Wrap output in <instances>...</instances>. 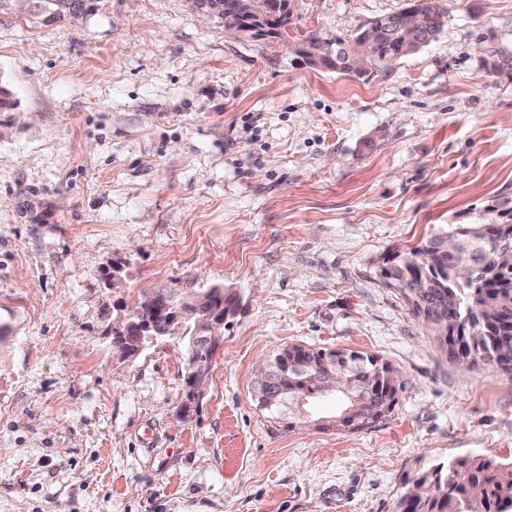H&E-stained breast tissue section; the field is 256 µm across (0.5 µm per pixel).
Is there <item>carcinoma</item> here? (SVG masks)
<instances>
[{
  "mask_svg": "<svg viewBox=\"0 0 512 512\" xmlns=\"http://www.w3.org/2000/svg\"><path fill=\"white\" fill-rule=\"evenodd\" d=\"M33 14L55 21L79 19L95 9L97 0H32ZM441 11L431 0H405L399 11L384 16L387 24L376 36L373 57L377 67L369 74L387 69L380 61H398L428 44L441 28ZM295 21L272 12L263 38L282 40ZM310 55L319 59L318 68L338 74L358 70L356 63L338 54L330 41L305 37ZM18 101L0 80V112H14ZM497 224H454L450 230L425 244L388 257L381 269L383 283L400 292L413 314L426 323L439 341H454L462 347V366L490 363L512 378V258L501 259L493 248ZM459 241L471 251L469 266L482 271V285H467V277L455 275V267L443 251L448 239ZM275 391L256 389L255 401L274 420H296L300 414L285 412L281 400L296 392L311 397L323 395L320 387L325 371L345 380L347 391L336 393L341 410L329 421L340 430L354 432L369 427L390 413L403 382L391 365L374 354L355 351L288 345L275 350L267 360ZM189 367L211 368L212 353L200 347L189 349ZM397 512H512V463L502 464L474 456L458 457L436 465L409 481L397 501Z\"/></svg>",
  "mask_w": 512,
  "mask_h": 512,
  "instance_id": "1",
  "label": "carcinoma"
}]
</instances>
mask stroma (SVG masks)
Masks as SVG:
<instances>
[{"label":"stroma","mask_w":512,"mask_h":512,"mask_svg":"<svg viewBox=\"0 0 512 512\" xmlns=\"http://www.w3.org/2000/svg\"><path fill=\"white\" fill-rule=\"evenodd\" d=\"M425 47L368 78L312 68L404 0H302L285 40L192 0L0 12V512H396L407 479L512 461V378L453 363L385 256L512 209V0H441ZM236 293L199 403L188 339L125 357L142 295ZM379 355L404 383L371 427L256 406L276 349ZM33 14L48 22L63 18L79 19L93 12L97 0H32Z\"/></svg>","instance_id":"35a3bbf8"}]
</instances>
